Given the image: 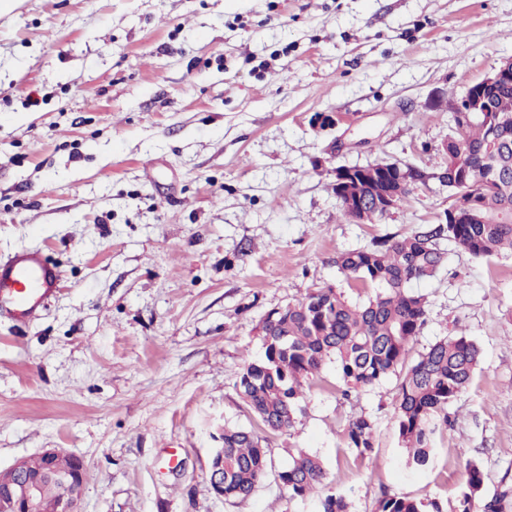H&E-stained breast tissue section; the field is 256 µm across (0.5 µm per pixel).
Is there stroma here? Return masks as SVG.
Masks as SVG:
<instances>
[{"instance_id": "35a3bbf8", "label": "stroma", "mask_w": 512, "mask_h": 512, "mask_svg": "<svg viewBox=\"0 0 512 512\" xmlns=\"http://www.w3.org/2000/svg\"><path fill=\"white\" fill-rule=\"evenodd\" d=\"M508 58L512 0H19L0 16V256L39 247L62 286L30 325L0 321V471L65 449L82 512H320L277 480L298 448L350 512L385 491L450 512L467 457L487 492L512 486V254L452 247L416 286L412 350L460 325L481 361L427 465L399 442L397 378L346 400L329 363L254 494L207 480L219 428L254 424L236 384L263 316L347 290L338 253L435 223L453 108ZM384 159L419 172L411 194L343 220L337 167ZM358 411L361 461L342 442ZM375 427L374 419L363 411L348 417L342 438L344 447L349 449L356 459H364L372 452Z\"/></svg>"}]
</instances>
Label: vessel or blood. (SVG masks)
<instances>
[{
  "label": "vessel or blood",
  "mask_w": 512,
  "mask_h": 512,
  "mask_svg": "<svg viewBox=\"0 0 512 512\" xmlns=\"http://www.w3.org/2000/svg\"><path fill=\"white\" fill-rule=\"evenodd\" d=\"M61 273L43 251L24 246L0 258V318L18 326L34 322L59 290Z\"/></svg>",
  "instance_id": "b4317fda"
}]
</instances>
